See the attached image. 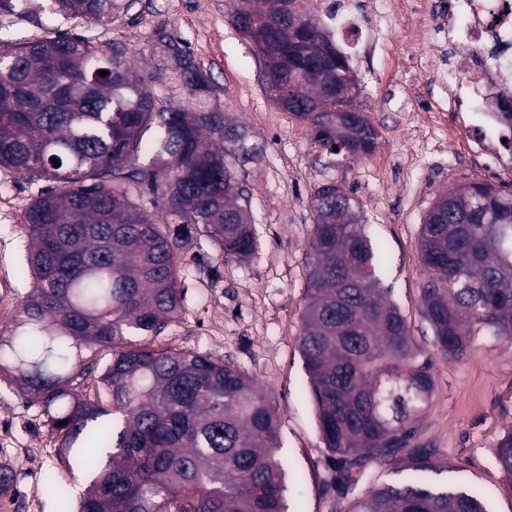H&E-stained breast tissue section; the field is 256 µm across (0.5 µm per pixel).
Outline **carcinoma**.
<instances>
[{
  "label": "carcinoma",
  "instance_id": "cac0c4a2",
  "mask_svg": "<svg viewBox=\"0 0 512 512\" xmlns=\"http://www.w3.org/2000/svg\"><path fill=\"white\" fill-rule=\"evenodd\" d=\"M0 0V16L38 25L64 12L100 21L132 0ZM232 23L264 25L258 52L280 108L307 121L331 155L346 144L325 130L351 81L347 53L331 27L300 0H229ZM303 26L288 49V23ZM164 54L198 98L206 72L167 30ZM106 70L104 77L98 71ZM0 167L30 182H51L25 219L27 274L34 288L6 333L0 371L16 376L27 402L68 450L94 473L78 512H288L285 465L275 413L258 381L222 358L158 351L132 336L158 334L181 307L178 269L196 226L226 258L255 248L252 224L239 222L238 195L225 193L230 159H249L241 127L222 112L159 109L125 50L106 52L67 33L22 45L0 42ZM154 194L157 218L131 196ZM306 305L298 337L324 447L335 455L340 492L370 463L399 465L397 484L376 487L349 512H485L471 491L434 485L439 450L418 437L434 380L430 359L388 289L383 242L364 231L354 199L334 184L315 195ZM424 271L421 317L433 344L459 358L478 336L512 342V194L473 182L441 193L419 238ZM112 348L94 397L81 386L97 369L96 350ZM495 461L512 477V429ZM61 512L67 486L44 483Z\"/></svg>",
  "mask_w": 512,
  "mask_h": 512
}]
</instances>
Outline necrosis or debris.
I'll return each mask as SVG.
<instances>
[{
    "label": "necrosis or debris",
    "mask_w": 512,
    "mask_h": 512,
    "mask_svg": "<svg viewBox=\"0 0 512 512\" xmlns=\"http://www.w3.org/2000/svg\"><path fill=\"white\" fill-rule=\"evenodd\" d=\"M307 10L330 19L341 38L351 40L372 29L376 19L400 18L407 28L421 27L430 19L429 31L437 37L462 33L449 40L448 53L460 45L472 48L469 65L445 63L438 76L454 87L448 102L456 122L469 126L471 141L480 154H499L505 129L500 115L512 112V0H304Z\"/></svg>",
    "instance_id": "necrosis-or-debris-1"
}]
</instances>
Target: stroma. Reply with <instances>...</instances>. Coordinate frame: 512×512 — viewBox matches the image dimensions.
<instances>
[{
  "mask_svg": "<svg viewBox=\"0 0 512 512\" xmlns=\"http://www.w3.org/2000/svg\"><path fill=\"white\" fill-rule=\"evenodd\" d=\"M167 29L206 71L212 91L191 95L167 61L155 33ZM94 46L124 48L135 71L151 81L158 107L226 113L244 126L254 161L236 166L255 236L244 259L223 258L218 244L198 233L181 257L180 311L165 329L147 337L159 351L183 350L224 359L262 382L275 411L279 456L293 477L289 512H347L351 501L399 482L395 467L370 464L347 494L334 486V458L324 447L298 346L310 271L314 196L333 183L354 198L367 234L389 252L384 282L432 361L434 391L419 436L439 448L446 470L439 479L476 489L486 512H512V481L494 454L512 429V343L479 337L463 357L440 352L421 320L424 272L419 230L436 197L452 187L485 182L512 193V173L479 166L465 145L444 150L448 126L427 116L441 93L421 66L430 48L423 34L394 22L376 52L351 55L361 87L359 103L377 128L374 151L347 164L332 163L307 123L274 104L262 82V63L229 21L228 0H136L129 12L99 22L56 15L52 26L0 22V41L12 44L61 33ZM39 190L26 177L0 167V331L15 319L33 284L23 277L29 233L25 212ZM78 450L63 453L37 405L15 381L0 374V466L13 475L0 493V512H57L43 489L51 472L80 497L88 479Z\"/></svg>",
  "mask_w": 512,
  "mask_h": 512,
  "instance_id": "obj_1",
  "label": "stroma"
}]
</instances>
